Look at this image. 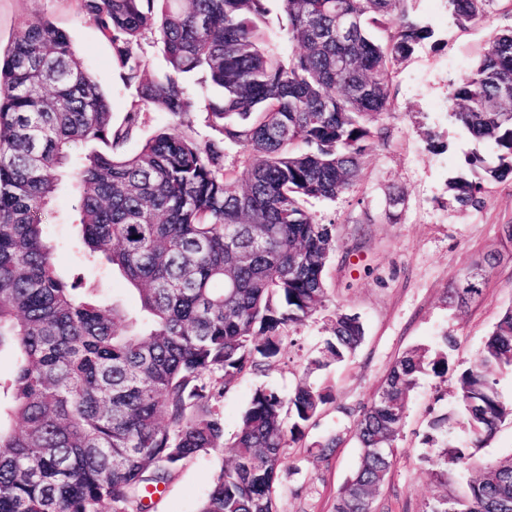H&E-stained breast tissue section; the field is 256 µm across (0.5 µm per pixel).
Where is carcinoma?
Returning <instances> with one entry per match:
<instances>
[{"label": "carcinoma", "mask_w": 512, "mask_h": 512, "mask_svg": "<svg viewBox=\"0 0 512 512\" xmlns=\"http://www.w3.org/2000/svg\"><path fill=\"white\" fill-rule=\"evenodd\" d=\"M268 0H80L111 44L132 103L121 122L70 35L39 19L0 60V512H151L177 469L224 448L213 402L281 350L287 328L324 312L333 225L306 210L356 184L363 158L385 144L395 67L434 35L408 0H278L300 50L281 58ZM497 0H448L459 27ZM358 17L340 37L336 14ZM397 16L393 24L391 15ZM151 39L165 66L139 54ZM205 104L203 139L183 116ZM450 117L495 149L465 156L448 182L462 206L512 175V28L495 32L453 84ZM157 108L182 130L140 137ZM243 172L224 168V145ZM72 197L85 262L106 264L137 291L129 314L81 275L54 264L46 227L63 188ZM487 267L457 276L459 306L479 295ZM320 367L364 339L359 316H328ZM455 338L407 351L357 420L360 461L335 512H372L392 468L408 395L427 372L444 376ZM512 369V308L457 380V407L431 423L442 437L441 479L475 465L512 404L497 374ZM222 374V383L213 375ZM331 393L308 384L282 398L258 389L229 447L233 456L197 512H275L286 448ZM464 433L453 438L455 430ZM512 512V458L485 463L464 496L428 512Z\"/></svg>", "instance_id": "obj_1"}]
</instances>
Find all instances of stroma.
<instances>
[{"mask_svg":"<svg viewBox=\"0 0 512 512\" xmlns=\"http://www.w3.org/2000/svg\"><path fill=\"white\" fill-rule=\"evenodd\" d=\"M410 10L428 20L434 36L395 69L390 115L384 121L387 145L365 157L351 191L306 204L318 222L335 226V248L324 271L328 308L358 315L365 339L344 363L315 367L330 332L325 315L308 318L289 328L278 356L262 371L243 373L218 403L230 436L256 389L286 397L306 382L331 392L302 439L287 450L276 486V512H335L338 493L358 462L353 433L360 412L396 360L414 346H436L446 332L456 338L448 373L421 376L411 392L395 462L373 510L426 512L470 477L457 470L449 483L440 482L435 465L440 446L429 443L428 436L434 418L456 405L457 375L476 363L490 331L512 307V240L504 232L512 224V178L486 184L480 207H463L453 199L448 182L462 171L465 154L477 149L487 155L491 148L476 145L450 120L448 92L473 65L490 30L512 27V9L496 0L485 21L465 29L450 19L447 0H411ZM41 17L71 35L77 55L107 96L114 121H121L130 94L110 44L82 12L80 0H0V48H8L21 26ZM430 133L445 142V150L430 151ZM393 194L402 198L394 220L388 216ZM50 229L59 243L55 264L62 278L84 274L101 281L108 296L128 310L138 309L136 290L119 274L81 267L67 245L78 232L75 225L54 223ZM483 259L490 266L481 296L456 307L450 300L454 277ZM328 433L340 434L342 442L323 459L313 444ZM227 457V452H212L180 467L154 512H197Z\"/></svg>","mask_w":512,"mask_h":512,"instance_id":"stroma-1","label":"stroma"}]
</instances>
